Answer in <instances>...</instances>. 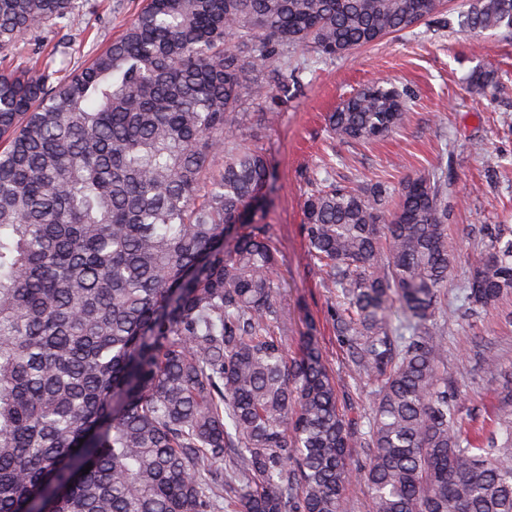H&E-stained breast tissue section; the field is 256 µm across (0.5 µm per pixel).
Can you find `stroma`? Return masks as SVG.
<instances>
[{
  "label": "stroma",
  "mask_w": 512,
  "mask_h": 512,
  "mask_svg": "<svg viewBox=\"0 0 512 512\" xmlns=\"http://www.w3.org/2000/svg\"><path fill=\"white\" fill-rule=\"evenodd\" d=\"M141 0H85L67 29L46 30L38 40L13 48L9 62L24 66L28 56H54L62 75L86 64L122 35ZM457 17L449 0L443 21H427L412 31L389 36L342 59L320 64L306 52L292 55L301 87L288 103L255 101L253 112L274 111L266 128L251 141L277 171L267 187L264 221L280 250L277 276L288 311V345L297 348L309 324L338 382V406L345 415L368 414L371 384L354 379L330 324L335 305L310 265L303 234V200L324 178L354 188L385 181L399 184L409 176L444 171L448 176V237L455 259L444 290L448 321V385L462 394L460 422L490 416L496 382L481 363L496 355L512 370V296L495 308L469 312L461 305V285L483 239L487 224L512 225V36L486 32L481 39L453 27ZM494 71L495 88L472 92L473 72ZM381 79L403 91L407 119L388 139L366 145L333 139L325 115L364 84Z\"/></svg>",
  "instance_id": "35a3bbf8"
}]
</instances>
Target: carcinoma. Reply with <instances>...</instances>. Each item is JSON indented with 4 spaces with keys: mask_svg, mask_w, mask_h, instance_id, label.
<instances>
[{
    "mask_svg": "<svg viewBox=\"0 0 512 512\" xmlns=\"http://www.w3.org/2000/svg\"><path fill=\"white\" fill-rule=\"evenodd\" d=\"M80 7L0 0V54ZM443 7L146 0L63 80L50 62L0 68V512H346L355 479L370 512H512V380L496 429L462 431L448 390L446 178L304 199L336 338L372 385L357 424L313 333L288 353L263 223L275 171L244 137L274 120L246 105L300 85L280 80L292 53L341 58ZM458 24L512 34V0H470ZM471 83L483 94L494 72ZM404 119L403 93L377 81L327 126L369 143ZM484 236L472 311L512 295V226Z\"/></svg>",
    "mask_w": 512,
    "mask_h": 512,
    "instance_id": "obj_1",
    "label": "carcinoma"
}]
</instances>
